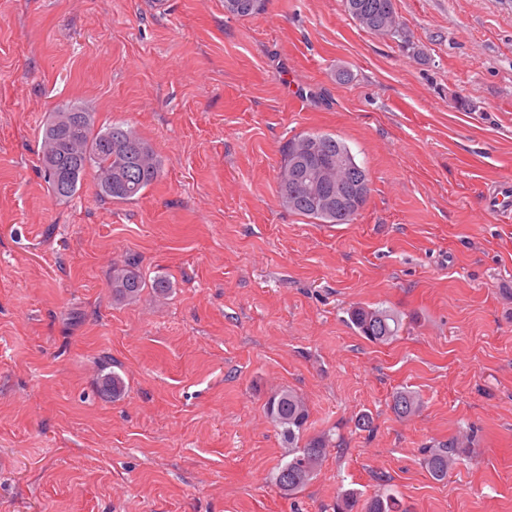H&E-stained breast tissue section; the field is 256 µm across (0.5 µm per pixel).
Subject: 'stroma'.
Returning a JSON list of instances; mask_svg holds the SVG:
<instances>
[{
  "label": "stroma",
  "instance_id": "35a3bbf8",
  "mask_svg": "<svg viewBox=\"0 0 512 512\" xmlns=\"http://www.w3.org/2000/svg\"><path fill=\"white\" fill-rule=\"evenodd\" d=\"M394 7L402 40L343 0H0V512H333L383 488L412 512H512V219L481 201L512 179V0ZM68 101L151 144L137 200L91 172L48 192L41 132ZM306 131L367 168L352 223L280 205ZM127 259L169 292L114 299ZM356 305L396 311L397 339L357 334ZM280 389L305 438L335 439L292 498L263 410ZM465 436L434 480L423 449ZM393 411L401 418L416 413L420 408V399L409 390H399L393 393L391 400Z\"/></svg>",
  "mask_w": 512,
  "mask_h": 512
}]
</instances>
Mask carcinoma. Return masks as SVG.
I'll list each match as a JSON object with an SVG mask.
<instances>
[{
    "mask_svg": "<svg viewBox=\"0 0 512 512\" xmlns=\"http://www.w3.org/2000/svg\"><path fill=\"white\" fill-rule=\"evenodd\" d=\"M264 0H224V11L233 17L258 13ZM345 11L362 29L383 37H399L403 26L397 16L393 0H344ZM317 143L338 158L341 166L331 163L326 168L324 185H316L310 174L296 161ZM41 164L49 192L59 200L74 196L80 189L88 170L96 173L98 195L102 198L129 201L140 196L158 181L162 166L153 147L135 130L114 123L105 129L95 128V117L76 102L61 104L46 122L41 141ZM370 182L366 167L358 162L350 147L342 140L323 132H303L292 137L278 168V198L281 206L290 212L311 218L318 224H348L354 220L367 199L357 209L342 215L334 208L319 202L325 187L336 184V178L349 175ZM68 183L64 193L55 191V179ZM112 295L119 300H134L146 287V280L130 270L126 264H113L110 277ZM349 323L355 331L370 342L385 344L402 331L401 317L383 307L355 306L348 311ZM100 392L114 398L124 390L122 377L113 371L101 375ZM391 407L401 418L416 413L420 399L412 391L393 393ZM264 409L274 426L288 442V461L279 468L276 484L283 494L291 496L307 485L318 474L328 439L317 436L306 441L302 433L309 420V409L304 399L291 389H281L269 396ZM467 453V448L456 438L437 448L423 450L422 464L429 475L440 481ZM362 512H410L405 503L387 490L366 500Z\"/></svg>",
    "mask_w": 512,
    "mask_h": 512,
    "instance_id": "obj_1",
    "label": "carcinoma"
}]
</instances>
